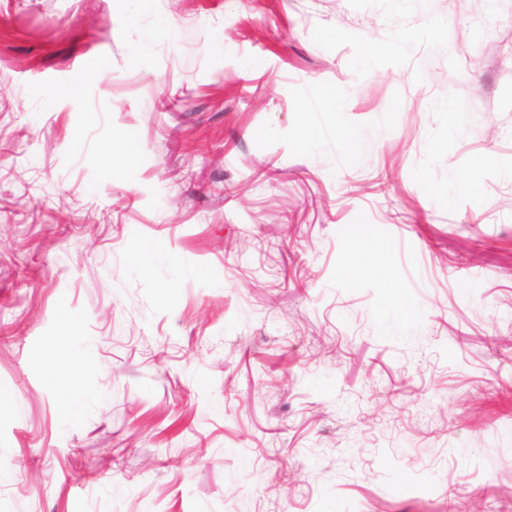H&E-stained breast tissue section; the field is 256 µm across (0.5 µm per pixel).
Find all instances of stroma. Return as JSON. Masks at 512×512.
<instances>
[{
	"instance_id": "stroma-1",
	"label": "stroma",
	"mask_w": 512,
	"mask_h": 512,
	"mask_svg": "<svg viewBox=\"0 0 512 512\" xmlns=\"http://www.w3.org/2000/svg\"><path fill=\"white\" fill-rule=\"evenodd\" d=\"M511 340L512 0H0V512H512Z\"/></svg>"
}]
</instances>
